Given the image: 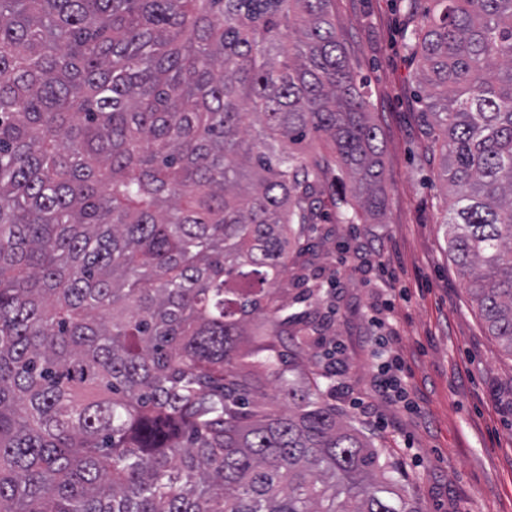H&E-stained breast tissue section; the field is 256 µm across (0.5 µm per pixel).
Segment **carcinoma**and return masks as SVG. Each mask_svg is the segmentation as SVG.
Wrapping results in <instances>:
<instances>
[{
	"instance_id": "carcinoma-1",
	"label": "carcinoma",
	"mask_w": 512,
	"mask_h": 512,
	"mask_svg": "<svg viewBox=\"0 0 512 512\" xmlns=\"http://www.w3.org/2000/svg\"><path fill=\"white\" fill-rule=\"evenodd\" d=\"M412 21L450 256L512 356V0ZM381 209L331 0H0V512H422L279 285Z\"/></svg>"
}]
</instances>
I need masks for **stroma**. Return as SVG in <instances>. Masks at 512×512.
<instances>
[{
	"label": "stroma",
	"mask_w": 512,
	"mask_h": 512,
	"mask_svg": "<svg viewBox=\"0 0 512 512\" xmlns=\"http://www.w3.org/2000/svg\"><path fill=\"white\" fill-rule=\"evenodd\" d=\"M407 0H333L336 32L372 93L381 129L383 207L343 224L327 176L324 218L293 246L282 299L314 318L345 357L327 399L398 462L406 496L425 512H512V356L489 336L452 262L442 223V156L418 100V63L406 47ZM318 299L293 303L303 287ZM407 382L404 402L371 400L390 325Z\"/></svg>",
	"instance_id": "35a3bbf8"
}]
</instances>
